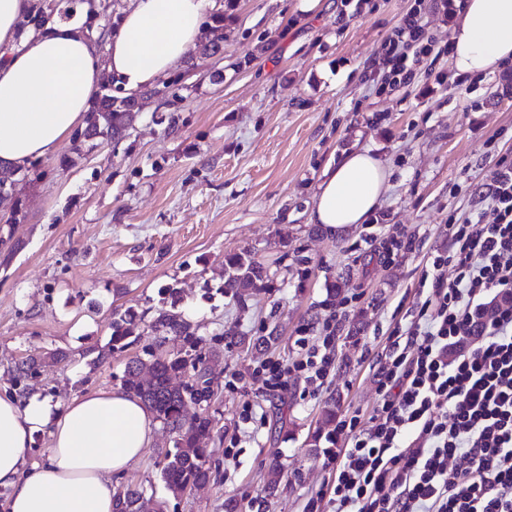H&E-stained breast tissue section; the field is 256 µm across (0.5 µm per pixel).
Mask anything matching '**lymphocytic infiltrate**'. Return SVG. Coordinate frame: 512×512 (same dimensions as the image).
Listing matches in <instances>:
<instances>
[{
    "mask_svg": "<svg viewBox=\"0 0 512 512\" xmlns=\"http://www.w3.org/2000/svg\"><path fill=\"white\" fill-rule=\"evenodd\" d=\"M435 50L412 7L387 41L392 85ZM477 224L449 220L429 291L396 323L369 420H339L331 512H512V162L489 169Z\"/></svg>",
    "mask_w": 512,
    "mask_h": 512,
    "instance_id": "obj_1",
    "label": "lymphocytic infiltrate"
}]
</instances>
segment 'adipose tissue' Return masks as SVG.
<instances>
[{"mask_svg": "<svg viewBox=\"0 0 512 512\" xmlns=\"http://www.w3.org/2000/svg\"><path fill=\"white\" fill-rule=\"evenodd\" d=\"M34 0H0V166L18 169L53 155L83 126L103 78L128 91L154 86L185 60L212 0H132L104 46L84 30L85 11L21 32ZM450 66L492 74L512 59V0H457ZM385 163L367 150L343 155L318 186L310 221L364 223L388 185ZM155 422L139 399L101 389L65 405L0 394V512H114L112 477L140 458ZM50 446L34 460L35 438Z\"/></svg>", "mask_w": 512, "mask_h": 512, "instance_id": "obj_1", "label": "adipose tissue"}]
</instances>
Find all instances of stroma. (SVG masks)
Segmentation results:
<instances>
[{
  "label": "stroma",
  "instance_id": "stroma-1",
  "mask_svg": "<svg viewBox=\"0 0 512 512\" xmlns=\"http://www.w3.org/2000/svg\"><path fill=\"white\" fill-rule=\"evenodd\" d=\"M413 3L320 0L310 11L303 0H237L223 56L196 61L177 133L149 100L120 144L63 167V142L39 159L38 179L17 182L28 217L13 226L19 247L0 264V391L63 405L121 387L126 362L156 343L149 319L171 285L199 353L222 354L210 374L209 481L179 496L165 489L157 460L174 435L159 424L113 487L146 489L165 512H224L228 499L246 512H329L318 494L333 468L312 441L322 408L369 418L389 333L426 297L429 252L447 247L449 219L477 223L487 151L512 159V60L448 85L437 81L451 70L444 52L408 83L383 85L385 41ZM217 71L223 82L211 81ZM352 148L391 171L373 225L310 223L325 171ZM391 226L414 244L387 264ZM241 251L270 272L268 290L243 304L221 290L225 255ZM116 308L143 317L124 349L111 342ZM335 310L344 317L327 345L321 327ZM271 331L274 343L255 345ZM302 333L330 349L334 372L317 391L300 372L266 386L263 365L304 360ZM29 358L35 368L18 374ZM275 461L284 475L272 488Z\"/></svg>",
  "mask_w": 512,
  "mask_h": 512
}]
</instances>
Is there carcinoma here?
Here are the masks:
<instances>
[{
    "label": "carcinoma",
    "mask_w": 512,
    "mask_h": 512,
    "mask_svg": "<svg viewBox=\"0 0 512 512\" xmlns=\"http://www.w3.org/2000/svg\"><path fill=\"white\" fill-rule=\"evenodd\" d=\"M79 2L87 8V28L95 37L97 45H103L105 33L117 30L123 17L121 0H112V10L103 14L98 0H36L34 15L28 17L26 25L39 27L49 19L58 16L70 18L73 3ZM234 7V0H226L225 7L215 9L205 22L200 36L201 55L207 57L216 51L224 41V21L226 10ZM178 73L168 82L170 108L162 121L166 131L175 134L179 129V108L189 97V88L181 83ZM130 95L122 87L99 88L93 95L84 126L72 135V153L81 156L89 153L104 142L119 144L129 136L131 125ZM268 272L264 265L244 251L224 256V294L239 302L266 290ZM163 307L156 311L152 326L158 332L156 349L146 352L147 358L135 356L126 364L123 388L137 397L144 407L168 426L175 434V451L164 455L161 478L167 490L173 495H181L187 489L209 479L207 467L209 449L206 448L214 430V422L206 409L212 398L208 367L206 362H217L221 354L213 351L205 359L194 353L199 338L196 329L176 309L180 303L179 291L174 287L164 290ZM137 326V314L127 309L112 312V342L123 343L133 336ZM179 336L188 344L185 350L165 352L164 344L168 337ZM177 377L186 381L180 386L172 385ZM194 404L201 412L188 419L185 409ZM144 492L127 487L116 490V512H143Z\"/></svg>",
    "instance_id": "cac0c4a2"
}]
</instances>
